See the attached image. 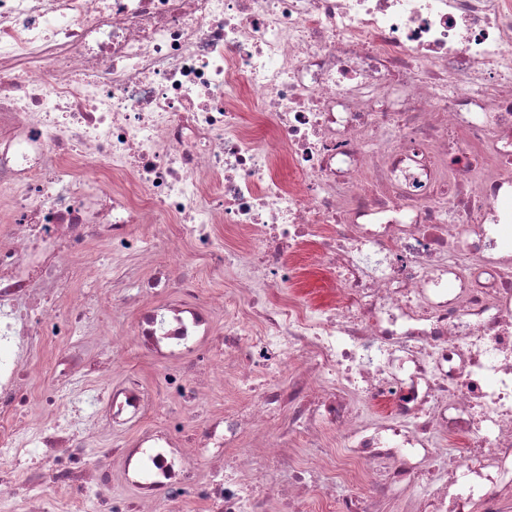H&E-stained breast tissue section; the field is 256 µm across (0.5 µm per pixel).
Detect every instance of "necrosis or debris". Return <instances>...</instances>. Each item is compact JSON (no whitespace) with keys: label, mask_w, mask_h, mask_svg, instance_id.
Here are the masks:
<instances>
[{"label":"necrosis or debris","mask_w":512,"mask_h":512,"mask_svg":"<svg viewBox=\"0 0 512 512\" xmlns=\"http://www.w3.org/2000/svg\"><path fill=\"white\" fill-rule=\"evenodd\" d=\"M508 195L512 0H0V512H512ZM247 400L243 394L236 390L218 389L211 392L208 396L206 408L209 410L235 409L243 406Z\"/></svg>","instance_id":"1"}]
</instances>
